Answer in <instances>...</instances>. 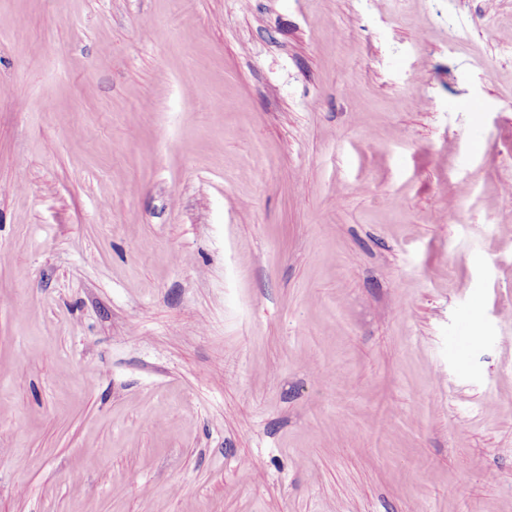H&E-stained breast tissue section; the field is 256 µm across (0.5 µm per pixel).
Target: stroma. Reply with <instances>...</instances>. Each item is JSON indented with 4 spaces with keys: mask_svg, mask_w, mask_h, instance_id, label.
Instances as JSON below:
<instances>
[{
    "mask_svg": "<svg viewBox=\"0 0 512 512\" xmlns=\"http://www.w3.org/2000/svg\"><path fill=\"white\" fill-rule=\"evenodd\" d=\"M511 185L512 0H0V512H512Z\"/></svg>",
    "mask_w": 512,
    "mask_h": 512,
    "instance_id": "35a3bbf8",
    "label": "stroma"
}]
</instances>
